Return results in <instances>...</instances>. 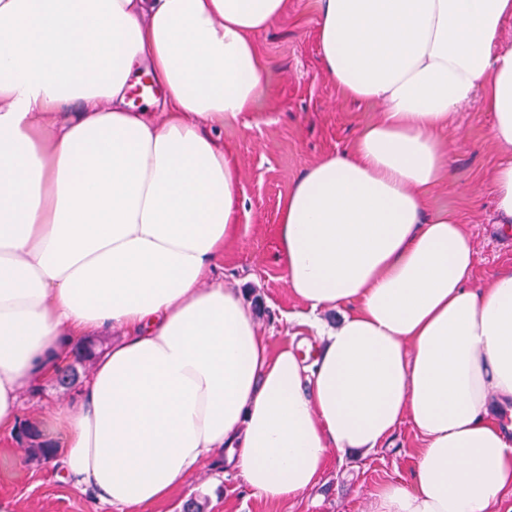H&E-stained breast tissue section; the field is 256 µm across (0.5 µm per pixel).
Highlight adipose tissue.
<instances>
[{"label":"adipose tissue","instance_id":"adipose-tissue-1","mask_svg":"<svg viewBox=\"0 0 512 512\" xmlns=\"http://www.w3.org/2000/svg\"><path fill=\"white\" fill-rule=\"evenodd\" d=\"M289 0H0V432L75 342L119 329L45 419L66 473L140 512L215 449L248 493L302 497L330 454L421 439L372 512H504L512 497V266L473 285L471 234L426 216L455 109L481 100L512 225V0H318L323 70L381 105L293 182L277 234L321 346L271 350L207 277L237 237L220 137L267 90L256 37ZM150 77L152 109L129 90ZM342 313L323 328L318 314Z\"/></svg>","mask_w":512,"mask_h":512}]
</instances>
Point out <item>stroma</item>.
Segmentation results:
<instances>
[{"label": "stroma", "mask_w": 512, "mask_h": 512, "mask_svg": "<svg viewBox=\"0 0 512 512\" xmlns=\"http://www.w3.org/2000/svg\"><path fill=\"white\" fill-rule=\"evenodd\" d=\"M317 0H290L288 11L258 37L269 60L270 96L260 98L236 125L225 128L233 151L243 204L238 239L224 250V283L241 289L272 345L315 336L300 326L305 308L290 292L279 250L281 203L292 183L326 154L349 145L358 127L378 108L341 99L325 75L314 29ZM492 115L480 102L459 109L448 129L450 184L436 189L429 212L455 210L466 224L477 253L474 282L512 265V233L493 223L490 171L501 155L489 138ZM75 387L50 380L38 392L23 393L21 422L41 427L43 417L71 401ZM421 440L402 423L389 441L367 454L332 458L318 483L300 499L270 502L249 495L237 473L214 450L162 503L150 512H182L191 499L205 512H370L372 495L384 482L406 480ZM0 497L16 512H120L94 502L50 460H32L17 433H0Z\"/></svg>", "instance_id": "35a3bbf8"}]
</instances>
